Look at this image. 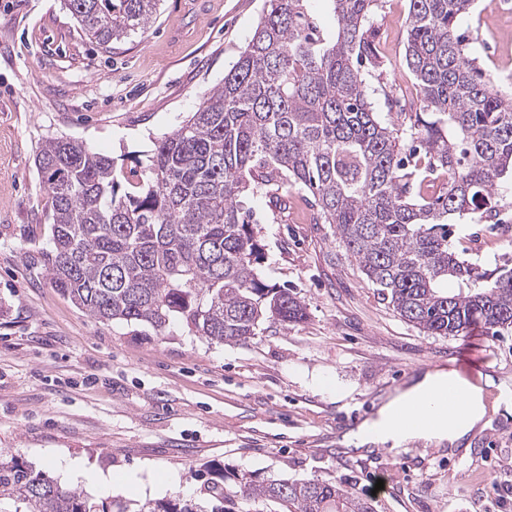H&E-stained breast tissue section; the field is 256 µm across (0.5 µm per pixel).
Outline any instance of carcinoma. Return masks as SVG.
Wrapping results in <instances>:
<instances>
[{
    "mask_svg": "<svg viewBox=\"0 0 512 512\" xmlns=\"http://www.w3.org/2000/svg\"><path fill=\"white\" fill-rule=\"evenodd\" d=\"M324 30L309 0H266L244 50L197 110L155 143L144 174L64 138L40 147L48 195L43 272L102 322L180 324L246 343L264 323L306 317L288 288L259 273L263 246L241 197L255 183L309 191L382 299L431 336L512 329V268L455 250L453 223L498 216L512 174V94L482 79L456 33L475 0H410L406 62L421 111L410 138L373 112L361 65L380 67L365 23L377 0H330ZM159 0H66L90 41L109 48L154 23ZM443 190L432 192L441 177ZM196 499L97 503L16 456H0V512H372L334 481L207 470Z\"/></svg>",
    "mask_w": 512,
    "mask_h": 512,
    "instance_id": "carcinoma-1",
    "label": "carcinoma"
}]
</instances>
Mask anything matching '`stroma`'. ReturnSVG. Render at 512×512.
I'll use <instances>...</instances> for the list:
<instances>
[{"label":"stroma","mask_w":512,"mask_h":512,"mask_svg":"<svg viewBox=\"0 0 512 512\" xmlns=\"http://www.w3.org/2000/svg\"><path fill=\"white\" fill-rule=\"evenodd\" d=\"M204 3L195 17L186 0H160L146 32L104 48L65 0H0V452L43 470L57 458L134 475L168 498L199 496L205 466L221 464L335 481L373 512H512L493 490L512 485V331L429 336L404 321L334 226L314 222L307 191L262 185L245 199L265 246L262 276L306 308L302 322L258 329L245 344L95 320L41 274L40 146L64 137L119 168L147 163L155 140L222 82L264 7ZM408 11L409 0H379L369 25L382 65L365 76L375 112L404 138L420 107L405 60ZM457 32L494 87L512 92V0H477ZM459 227L489 267H512V231L474 215ZM462 346L484 354L479 381L498 396L468 451L355 447L341 418H374L397 390L451 368Z\"/></svg>","instance_id":"35a3bbf8"}]
</instances>
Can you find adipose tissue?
Segmentation results:
<instances>
[{
  "label": "adipose tissue",
  "instance_id": "obj_1",
  "mask_svg": "<svg viewBox=\"0 0 512 512\" xmlns=\"http://www.w3.org/2000/svg\"><path fill=\"white\" fill-rule=\"evenodd\" d=\"M456 378V373L452 371L424 374L411 386L394 394L380 408L376 418L365 423V431L379 432L380 443L395 447L418 439L426 442L445 440L453 446L460 444L481 423L485 415L482 391L476 386L470 385L466 388L467 403L464 413L432 432L421 435L406 430L399 423L401 414L410 412L417 399L430 396L439 386Z\"/></svg>",
  "mask_w": 512,
  "mask_h": 512
}]
</instances>
